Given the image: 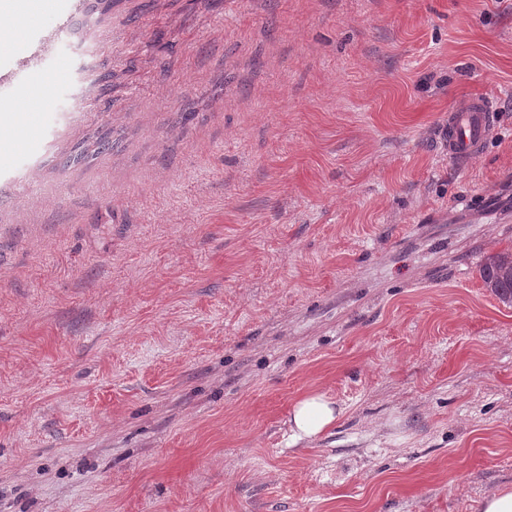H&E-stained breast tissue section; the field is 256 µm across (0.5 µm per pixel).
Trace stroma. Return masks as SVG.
I'll return each mask as SVG.
<instances>
[{
    "mask_svg": "<svg viewBox=\"0 0 512 512\" xmlns=\"http://www.w3.org/2000/svg\"><path fill=\"white\" fill-rule=\"evenodd\" d=\"M0 135V512H478L512 489V0H49ZM496 110L449 163L450 110ZM108 139L113 147L95 153ZM311 393L341 414L294 441ZM480 277L499 300L512 304V251L489 255L480 268Z\"/></svg>",
    "mask_w": 512,
    "mask_h": 512,
    "instance_id": "obj_1",
    "label": "stroma"
}]
</instances>
